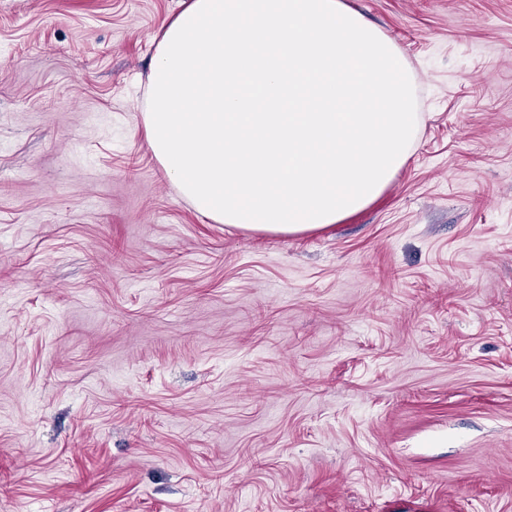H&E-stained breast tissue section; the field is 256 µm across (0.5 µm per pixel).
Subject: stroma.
Segmentation results:
<instances>
[{
	"label": "stroma",
	"mask_w": 512,
	"mask_h": 512,
	"mask_svg": "<svg viewBox=\"0 0 512 512\" xmlns=\"http://www.w3.org/2000/svg\"><path fill=\"white\" fill-rule=\"evenodd\" d=\"M183 2L0 0V512H512V0H348L423 124L294 235L153 157Z\"/></svg>",
	"instance_id": "35a3bbf8"
}]
</instances>
